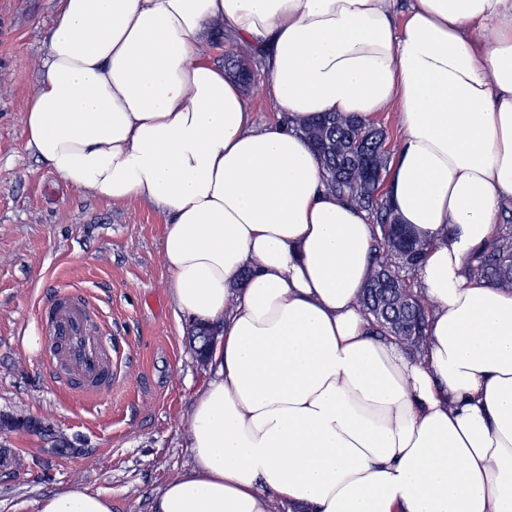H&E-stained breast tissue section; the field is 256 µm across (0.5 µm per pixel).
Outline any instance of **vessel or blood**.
Masks as SVG:
<instances>
[{"label": "vessel or blood", "mask_w": 512, "mask_h": 512, "mask_svg": "<svg viewBox=\"0 0 512 512\" xmlns=\"http://www.w3.org/2000/svg\"><path fill=\"white\" fill-rule=\"evenodd\" d=\"M97 316L88 298L73 291L56 295L38 310L47 328L51 371L73 392L94 398L112 389V339L94 328Z\"/></svg>", "instance_id": "obj_1"}]
</instances>
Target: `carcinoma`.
<instances>
[{
    "label": "carcinoma",
    "instance_id": "carcinoma-1",
    "mask_svg": "<svg viewBox=\"0 0 512 512\" xmlns=\"http://www.w3.org/2000/svg\"><path fill=\"white\" fill-rule=\"evenodd\" d=\"M252 51L237 46L224 60V70L237 81L251 72ZM304 134L326 172V189L370 213L376 224L371 275L360 297L369 326L379 336H393L410 355H424L429 307L411 274L424 258L427 241L399 223L382 188L390 171L386 132L357 117L323 112L310 118ZM466 274L479 282L512 290V222L466 262Z\"/></svg>",
    "mask_w": 512,
    "mask_h": 512
}]
</instances>
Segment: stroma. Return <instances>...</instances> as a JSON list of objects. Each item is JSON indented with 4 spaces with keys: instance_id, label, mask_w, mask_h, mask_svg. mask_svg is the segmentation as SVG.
I'll return each instance as SVG.
<instances>
[{
    "instance_id": "35a3bbf8",
    "label": "stroma",
    "mask_w": 512,
    "mask_h": 512,
    "mask_svg": "<svg viewBox=\"0 0 512 512\" xmlns=\"http://www.w3.org/2000/svg\"><path fill=\"white\" fill-rule=\"evenodd\" d=\"M58 0H0V417L25 415L56 441L0 434L23 457L0 466V512H39L77 485L112 512H151L155 494L191 468L190 406L214 377L190 347L193 318L175 304L161 255L167 216L75 190L27 143L23 110L41 77ZM84 291L112 334L115 380L80 400L43 355L40 303Z\"/></svg>"
}]
</instances>
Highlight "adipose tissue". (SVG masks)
<instances>
[{
    "instance_id": "obj_1",
    "label": "adipose tissue",
    "mask_w": 512,
    "mask_h": 512,
    "mask_svg": "<svg viewBox=\"0 0 512 512\" xmlns=\"http://www.w3.org/2000/svg\"><path fill=\"white\" fill-rule=\"evenodd\" d=\"M60 0L28 144L74 189L168 217L178 308L221 322L192 467L153 512H512V291L469 255L512 203V0ZM224 26L264 60L285 124L257 127L206 62ZM394 110L385 193L429 249L416 358L358 303L375 227L326 191L301 131ZM248 280H241L244 269ZM40 512H112L80 487Z\"/></svg>"
}]
</instances>
